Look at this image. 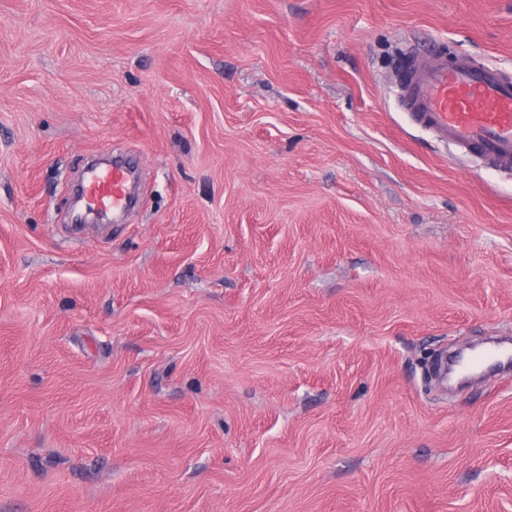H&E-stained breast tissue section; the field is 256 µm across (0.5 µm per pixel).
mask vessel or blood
Returning <instances> with one entry per match:
<instances>
[{"mask_svg": "<svg viewBox=\"0 0 512 512\" xmlns=\"http://www.w3.org/2000/svg\"><path fill=\"white\" fill-rule=\"evenodd\" d=\"M400 105L411 121L440 140L512 169V80L469 58L447 60L409 52L403 62ZM84 194L91 205L123 211L131 175L121 163L91 168Z\"/></svg>", "mask_w": 512, "mask_h": 512, "instance_id": "obj_1", "label": "vessel or blood"}]
</instances>
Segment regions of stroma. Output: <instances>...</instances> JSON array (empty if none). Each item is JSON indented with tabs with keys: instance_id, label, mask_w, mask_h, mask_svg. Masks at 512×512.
<instances>
[{
	"instance_id": "obj_1",
	"label": "stroma",
	"mask_w": 512,
	"mask_h": 512,
	"mask_svg": "<svg viewBox=\"0 0 512 512\" xmlns=\"http://www.w3.org/2000/svg\"><path fill=\"white\" fill-rule=\"evenodd\" d=\"M410 50L512 79V0H0V512H512V370L436 372L512 337V171ZM400 105L440 140L512 169V80L467 57L410 51L403 62ZM84 195L91 205L121 212L131 199V174L118 162L91 168L85 178Z\"/></svg>"
}]
</instances>
